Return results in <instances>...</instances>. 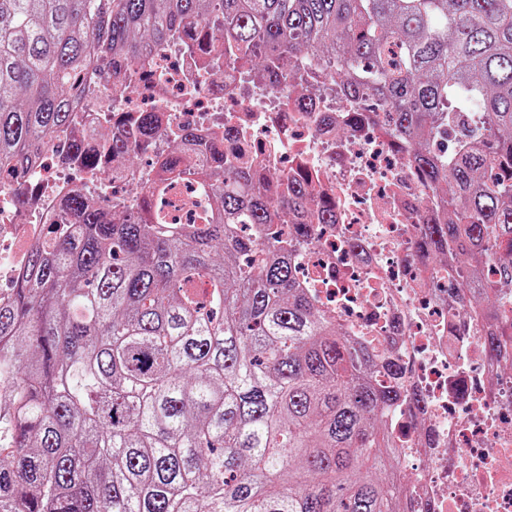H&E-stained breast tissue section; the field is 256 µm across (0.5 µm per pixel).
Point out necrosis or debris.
Wrapping results in <instances>:
<instances>
[{
  "label": "necrosis or debris",
  "instance_id": "4bbe7bcc",
  "mask_svg": "<svg viewBox=\"0 0 512 512\" xmlns=\"http://www.w3.org/2000/svg\"><path fill=\"white\" fill-rule=\"evenodd\" d=\"M295 78L273 88L259 72L170 46L149 79L91 84L78 129L95 144L102 132L123 134L138 112H154L161 122L152 151L189 128L204 148L223 139L225 157L240 148L256 155L268 180L299 178L311 206L330 203L335 223L316 225L298 263L320 307L400 367L379 379L402 378L410 393L386 412L384 427L400 446L415 512H512V359L483 353L482 325L447 287V263L421 264L416 226L426 199L408 154L395 152L376 122L358 120L335 82L310 71ZM154 177L148 166L119 167L109 178L82 173L45 149L22 192L0 188V280L22 277L30 249L63 223L70 195L123 211L134 187Z\"/></svg>",
  "mask_w": 512,
  "mask_h": 512
}]
</instances>
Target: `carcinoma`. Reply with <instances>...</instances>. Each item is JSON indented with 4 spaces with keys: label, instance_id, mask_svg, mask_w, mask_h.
<instances>
[{
    "label": "carcinoma",
    "instance_id": "cac0c4a2",
    "mask_svg": "<svg viewBox=\"0 0 512 512\" xmlns=\"http://www.w3.org/2000/svg\"><path fill=\"white\" fill-rule=\"evenodd\" d=\"M174 39L273 88L321 61L434 198L424 265L452 261L487 352L512 348L495 293L512 281V0H0V185L71 128L88 78L121 85ZM450 131L454 153L436 151ZM69 151L109 175L77 138ZM187 157L211 204L178 227L164 209ZM156 167L108 220L67 198L73 224L0 300V512H414L382 425L403 391L299 278L332 209L308 212L297 179L273 201L190 130Z\"/></svg>",
    "mask_w": 512,
    "mask_h": 512
}]
</instances>
